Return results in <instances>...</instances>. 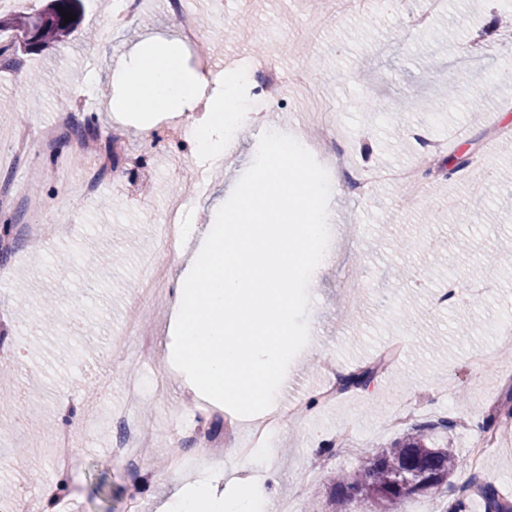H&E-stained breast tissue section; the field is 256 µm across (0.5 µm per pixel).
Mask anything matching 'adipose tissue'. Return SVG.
<instances>
[{"instance_id": "ef3b65f1", "label": "adipose tissue", "mask_w": 512, "mask_h": 512, "mask_svg": "<svg viewBox=\"0 0 512 512\" xmlns=\"http://www.w3.org/2000/svg\"><path fill=\"white\" fill-rule=\"evenodd\" d=\"M243 78L229 74L222 86L208 90L200 73L186 72L181 51L167 42L155 43L142 52L134 67L118 70L114 85L119 91L114 105L141 112H193L203 110L205 123L195 131L197 153L214 167H221L228 134L247 124V109L240 94ZM277 485L276 473L266 467L261 482H246L232 498L216 495L209 481L201 480L178 490L165 506L166 512H259Z\"/></svg>"}]
</instances>
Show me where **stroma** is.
<instances>
[{
	"instance_id": "35a3bbf8",
	"label": "stroma",
	"mask_w": 512,
	"mask_h": 512,
	"mask_svg": "<svg viewBox=\"0 0 512 512\" xmlns=\"http://www.w3.org/2000/svg\"><path fill=\"white\" fill-rule=\"evenodd\" d=\"M185 5L201 19L198 44L183 49L186 69H198L200 49L210 45L215 55L245 67L260 57L283 72H308L320 101L330 106L335 148L351 166L413 165L419 151L409 131L415 127L445 143L447 154L467 152L484 161L480 170L450 176L434 159L421 172L418 196L381 182L363 200L351 193L345 171L331 175L330 265L310 283L309 340L292 360L277 401L279 409L298 402L306 411L274 435L268 462L277 472L275 498H293L296 512H308L312 501L330 497L337 472L361 468L366 449L420 429L466 460L470 435L492 425L490 403L512 396V356L499 339L500 324L512 321V263L490 268L485 262L494 253L512 254V183L498 179L501 169L512 168V154L500 148L501 139L512 136V79H485L512 55V27L498 19L499 0H444L420 28L407 21L418 0L388 14L341 12L336 0H224L220 14L212 0ZM83 7L66 42L18 52L13 66L0 67V98L12 103L0 111V179L26 187L39 174L38 195L49 204L40 211L21 199L0 207V230L10 231L0 267V339L18 349L4 363L9 380L0 381V484L15 496L59 491L62 504L76 512H127L133 499L140 512H160L197 474L246 467L249 460L237 448L249 433L237 426L225 435L221 456L193 461L199 421L186 408L196 395L167 361L168 301L153 302L140 339L123 352L110 351L112 337L143 302L137 288L152 266L165 264L175 282L191 256L187 242L176 255L164 251L156 226L177 203L185 223L204 234L251 165L264 131L288 123L313 138L319 121L313 112L285 117L265 109L235 134L223 168L209 171V190L198 195L190 188L191 173L201 166L193 145L157 151L140 137L137 117L112 108L114 70L148 43L180 39L162 0H147L136 22L113 29L107 40L99 32L112 18V0H83ZM463 68L469 89L449 91V72ZM419 98L433 100L430 117L412 110ZM64 109L73 124L92 123L101 136L122 137L132 158L90 196L81 192L86 166L67 158L69 138L51 151L38 144L40 130ZM60 222L71 224L69 234L21 232L25 224ZM355 268L364 270L365 280L345 288ZM452 275L459 299L438 305ZM474 278L482 282L477 293L468 289ZM48 298L58 312L50 325L35 316ZM393 349L397 357L369 387L320 400L328 365L346 375ZM158 375L166 379L164 389L146 391L138 408L156 432L153 455L133 467L110 461L118 427L99 420V413L125 406L130 378ZM404 404L413 419L385 430L384 418ZM65 412L75 414L76 423L64 430ZM348 429L354 439L346 450L336 438ZM63 430L74 463L62 491L47 450ZM175 455L188 465L169 468ZM315 463L318 474L302 482ZM465 475L457 469L441 491L405 499L402 512H445Z\"/></svg>"
}]
</instances>
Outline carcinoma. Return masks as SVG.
Masks as SVG:
<instances>
[{
	"label": "carcinoma",
	"mask_w": 512,
	"mask_h": 512,
	"mask_svg": "<svg viewBox=\"0 0 512 512\" xmlns=\"http://www.w3.org/2000/svg\"><path fill=\"white\" fill-rule=\"evenodd\" d=\"M82 0H50L45 9L35 15H13L0 17V32H13L15 38L0 47V65L10 66L16 62L15 55L21 46L24 31L37 30V44L29 48L41 50L49 41L62 42L75 31L81 17ZM76 16V20L64 23L61 12ZM376 375L371 367L360 369L343 379L342 389L351 386H366ZM460 466V461L447 446L428 440L422 433L411 434L388 448L368 452L361 472L345 474L335 481L332 497L320 512L334 508L341 498L361 496L373 507V512H397V505L413 495L408 485H421V493L432 487L439 489L448 483V475ZM479 496L485 503L486 512H512V504L497 494L492 483L473 478Z\"/></svg>",
	"instance_id": "cac0c4a2"
}]
</instances>
